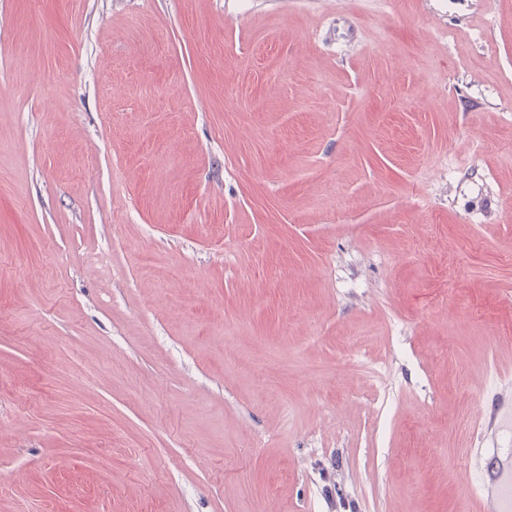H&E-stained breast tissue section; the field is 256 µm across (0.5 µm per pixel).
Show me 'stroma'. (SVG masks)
Returning <instances> with one entry per match:
<instances>
[{
    "label": "stroma",
    "instance_id": "obj_1",
    "mask_svg": "<svg viewBox=\"0 0 512 512\" xmlns=\"http://www.w3.org/2000/svg\"><path fill=\"white\" fill-rule=\"evenodd\" d=\"M512 370V0H0V512H471ZM503 388L495 400L482 405L479 422L480 439H493L499 433L502 421L512 424V387L511 378L504 376Z\"/></svg>",
    "mask_w": 512,
    "mask_h": 512
}]
</instances>
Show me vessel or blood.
Wrapping results in <instances>:
<instances>
[{
	"label": "vessel or blood",
	"mask_w": 512,
	"mask_h": 512,
	"mask_svg": "<svg viewBox=\"0 0 512 512\" xmlns=\"http://www.w3.org/2000/svg\"><path fill=\"white\" fill-rule=\"evenodd\" d=\"M506 420L512 422V386L508 384L495 400L483 404L480 438L496 437ZM468 494L475 512H512V454L494 447L484 449L480 465L469 477Z\"/></svg>",
	"instance_id": "obj_1"
}]
</instances>
